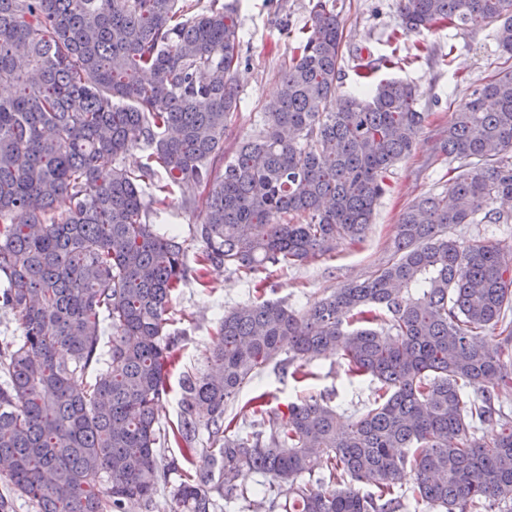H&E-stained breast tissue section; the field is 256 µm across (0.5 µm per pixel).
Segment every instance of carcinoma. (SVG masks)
<instances>
[{
	"instance_id": "1",
	"label": "carcinoma",
	"mask_w": 512,
	"mask_h": 512,
	"mask_svg": "<svg viewBox=\"0 0 512 512\" xmlns=\"http://www.w3.org/2000/svg\"><path fill=\"white\" fill-rule=\"evenodd\" d=\"M0 0V307L22 335L0 342V474L37 512L154 507L174 471L177 512L249 500L239 472L268 479V512H512V263L452 224L512 199V70L444 131L442 196L408 207L396 258L300 315L282 300L224 313L220 345L185 372L178 423L157 406L179 361L173 292L207 265L255 275L364 237L390 169L416 149L426 113L398 80L335 105L343 27L315 0L261 128L226 158L240 90L236 6L210 0ZM408 33L498 22L512 56V0H400ZM144 151L139 164L119 159ZM201 268L153 212L197 194ZM391 315L386 332L370 324ZM108 337L102 353V337ZM287 357H282V354ZM324 356L380 383L350 426L314 396L229 434L230 404L265 368ZM212 448H199L200 429ZM175 442L180 456L168 458ZM326 473L314 481L313 463ZM415 482L402 489L408 472ZM375 490L362 493L355 484Z\"/></svg>"
}]
</instances>
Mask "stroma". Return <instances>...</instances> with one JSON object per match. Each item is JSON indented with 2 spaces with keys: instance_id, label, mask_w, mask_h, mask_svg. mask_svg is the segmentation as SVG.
Returning <instances> with one entry per match:
<instances>
[{
  "instance_id": "stroma-1",
  "label": "stroma",
  "mask_w": 512,
  "mask_h": 512,
  "mask_svg": "<svg viewBox=\"0 0 512 512\" xmlns=\"http://www.w3.org/2000/svg\"><path fill=\"white\" fill-rule=\"evenodd\" d=\"M311 6V0H238L241 64L236 80L243 102L226 147L258 129L263 106L279 87L283 62L292 55ZM338 9L343 47L337 99L387 78L411 83L417 89L418 109L428 115L417 149L391 168L387 190L362 241L341 243L332 254L304 265H270L252 277L231 267L212 266L204 280H188L175 290L170 330L178 336L181 358L158 410L162 425L177 423L182 373L205 368L218 343L216 330L225 311L274 298L303 313L335 288L370 277L393 258L396 226L404 210L415 199L440 194L448 186L452 162L433 151L440 134L476 90L512 69V57L498 47L495 25L465 31L443 25L406 35L399 26V0H338ZM206 205L200 195L194 212L174 203L156 219L160 230L178 231L192 261L203 249L193 227ZM303 370L305 376L298 380L276 368L265 369L243 389L238 406L265 395V410L273 418L287 404L312 394L335 407L337 421L344 427L377 397L378 382L352 376L339 359H316Z\"/></svg>"
}]
</instances>
